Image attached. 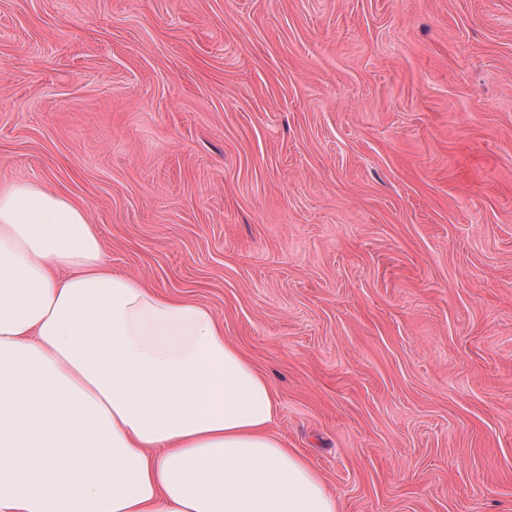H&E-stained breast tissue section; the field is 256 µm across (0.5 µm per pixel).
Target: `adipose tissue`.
Segmentation results:
<instances>
[{
    "mask_svg": "<svg viewBox=\"0 0 512 512\" xmlns=\"http://www.w3.org/2000/svg\"><path fill=\"white\" fill-rule=\"evenodd\" d=\"M278 411L210 309L106 271L65 195L0 184V512H337Z\"/></svg>",
    "mask_w": 512,
    "mask_h": 512,
    "instance_id": "ef3b65f1",
    "label": "adipose tissue"
}]
</instances>
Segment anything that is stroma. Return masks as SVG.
I'll list each match as a JSON object with an SVG mask.
<instances>
[{"mask_svg":"<svg viewBox=\"0 0 512 512\" xmlns=\"http://www.w3.org/2000/svg\"><path fill=\"white\" fill-rule=\"evenodd\" d=\"M203 305L337 512H512V0H0V183Z\"/></svg>","mask_w":512,"mask_h":512,"instance_id":"35a3bbf8","label":"stroma"}]
</instances>
